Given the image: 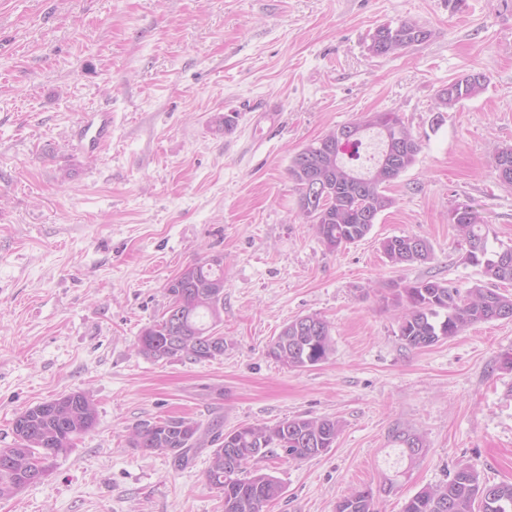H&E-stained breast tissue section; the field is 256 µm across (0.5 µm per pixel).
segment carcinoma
I'll return each instance as SVG.
<instances>
[{"label":"carcinoma","mask_w":512,"mask_h":512,"mask_svg":"<svg viewBox=\"0 0 512 512\" xmlns=\"http://www.w3.org/2000/svg\"><path fill=\"white\" fill-rule=\"evenodd\" d=\"M430 33L417 22L379 25L367 45L373 56L400 53L422 44ZM487 77L472 72L448 85L454 102L481 93ZM345 126L329 130L295 154L289 176L299 193L300 211L308 212L316 235L330 250L364 239L373 224L364 213L378 216L394 200L387 186L410 168L420 152L412 141L403 145L378 131L382 150L372 160L393 159L394 168L376 180L374 171L364 174L350 161L360 159L362 139L339 136ZM494 169L500 182L512 185V146L498 149ZM320 185L326 202L309 208L307 188ZM453 222L469 244L465 260L482 268L487 279L462 293L443 281L422 280L396 289L393 301L406 305L399 323L400 339L409 348L421 349L441 339L454 337L466 327L496 320H512V294L499 291L498 284L512 283V246L488 247L478 212L471 206L455 209ZM393 265L425 262L431 258L427 239L395 236L381 243ZM169 303L161 317L143 328L138 336L140 352L155 361L179 359L202 363L224 354V335L216 330L224 311V271L217 258L186 265L165 285ZM332 350L331 327L316 316L306 315L286 322L267 345L266 355L289 368H306L325 361ZM97 404L90 393L73 391L27 408L13 420L14 441L0 448V499L10 498L39 483L45 472L30 465L32 458H53L67 451L74 440L94 429ZM341 424L332 418L294 417L274 425L250 424L223 433L206 429L185 418H167L135 430L129 436L133 448L188 461L196 448L213 447L206 479L224 498V512H265L282 496L281 483L262 472L260 463L282 451L292 460H304L333 447ZM401 458L414 463L424 450L422 438L410 430L393 434ZM336 512H377L370 487L355 488L336 503ZM402 512H512V483L487 484L467 466L457 468L448 481L416 492Z\"/></svg>","instance_id":"carcinoma-1"}]
</instances>
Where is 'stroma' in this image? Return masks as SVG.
I'll use <instances>...</instances> for the list:
<instances>
[{
    "instance_id": "obj_1",
    "label": "stroma",
    "mask_w": 512,
    "mask_h": 512,
    "mask_svg": "<svg viewBox=\"0 0 512 512\" xmlns=\"http://www.w3.org/2000/svg\"><path fill=\"white\" fill-rule=\"evenodd\" d=\"M411 19L429 39L387 57L367 46ZM480 71L477 96L444 108ZM112 114L87 150L84 113ZM396 112L421 151L387 187L393 206L363 240L329 250L299 212L288 168L306 144L369 112ZM231 131H222L227 115ZM512 145V0H0V448L27 407L91 392L92 432L0 512H224L210 449L185 466L130 447L168 417L229 431L303 417L339 420L333 448L269 458L283 494L267 512H335L371 486L378 512L468 466L512 483V321L478 323L411 349L397 286L465 290L452 211H478L489 246L512 244V186L494 171ZM417 235L430 260L391 265L384 239ZM220 257L224 353L203 363L139 353L166 281ZM332 326L327 361L267 357L289 320ZM425 450L384 487L395 430ZM487 77L481 72H472L466 76L458 79L457 81L448 84V89L452 98L453 104L460 100L471 98L481 93L486 86Z\"/></svg>"
}]
</instances>
